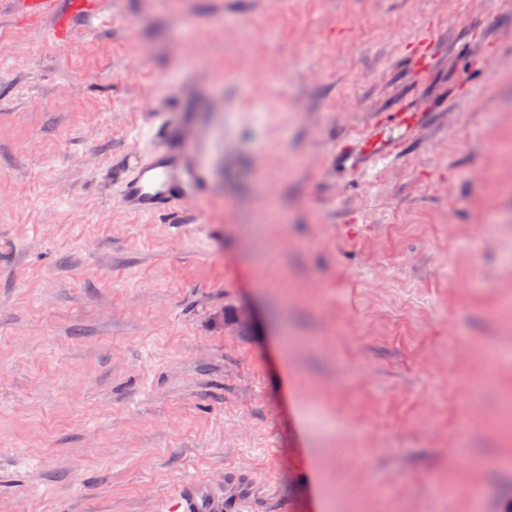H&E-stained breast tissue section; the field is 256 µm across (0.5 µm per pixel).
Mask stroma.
Returning a JSON list of instances; mask_svg holds the SVG:
<instances>
[{
	"label": "stroma",
	"mask_w": 512,
	"mask_h": 512,
	"mask_svg": "<svg viewBox=\"0 0 512 512\" xmlns=\"http://www.w3.org/2000/svg\"><path fill=\"white\" fill-rule=\"evenodd\" d=\"M176 122L208 195L125 211ZM230 467L248 512H512V0L0 11V512ZM11 14L21 20L39 19L49 21L59 34L70 31L77 19L98 13L102 3L99 0H3Z\"/></svg>",
	"instance_id": "35a3bbf8"
}]
</instances>
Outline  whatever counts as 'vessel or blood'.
Listing matches in <instances>:
<instances>
[{"mask_svg":"<svg viewBox=\"0 0 512 512\" xmlns=\"http://www.w3.org/2000/svg\"><path fill=\"white\" fill-rule=\"evenodd\" d=\"M9 12L22 20L50 22L63 34L77 19L89 17L101 9V0H0ZM208 191L207 170L201 159L189 154L181 144L151 148L145 161L120 178L119 204L142 216H167L169 223L182 220L172 204L192 197L202 198ZM249 475L239 471L224 474V493L216 495L205 479L184 480L168 497L162 512H238L246 501Z\"/></svg>","mask_w":512,"mask_h":512,"instance_id":"vessel-or-blood-1","label":"vessel or blood"}]
</instances>
